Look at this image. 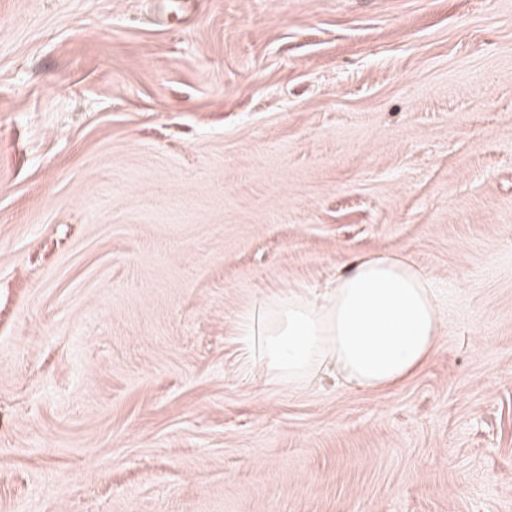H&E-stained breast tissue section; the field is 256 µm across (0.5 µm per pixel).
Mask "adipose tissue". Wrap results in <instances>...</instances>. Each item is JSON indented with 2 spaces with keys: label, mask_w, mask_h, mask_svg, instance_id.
<instances>
[{
  "label": "adipose tissue",
  "mask_w": 512,
  "mask_h": 512,
  "mask_svg": "<svg viewBox=\"0 0 512 512\" xmlns=\"http://www.w3.org/2000/svg\"><path fill=\"white\" fill-rule=\"evenodd\" d=\"M268 382L296 391L334 366L353 388L399 385L436 352L442 319L432 277L397 253L354 257L322 290L263 296L238 321Z\"/></svg>",
  "instance_id": "1"
}]
</instances>
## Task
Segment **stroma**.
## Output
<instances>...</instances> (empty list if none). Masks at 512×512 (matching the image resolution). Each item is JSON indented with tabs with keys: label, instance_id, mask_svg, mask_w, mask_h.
Listing matches in <instances>:
<instances>
[{
	"label": "stroma",
	"instance_id": "1",
	"mask_svg": "<svg viewBox=\"0 0 512 512\" xmlns=\"http://www.w3.org/2000/svg\"><path fill=\"white\" fill-rule=\"evenodd\" d=\"M377 252L422 370L247 365ZM0 512H512V0H0Z\"/></svg>",
	"mask_w": 512,
	"mask_h": 512
}]
</instances>
